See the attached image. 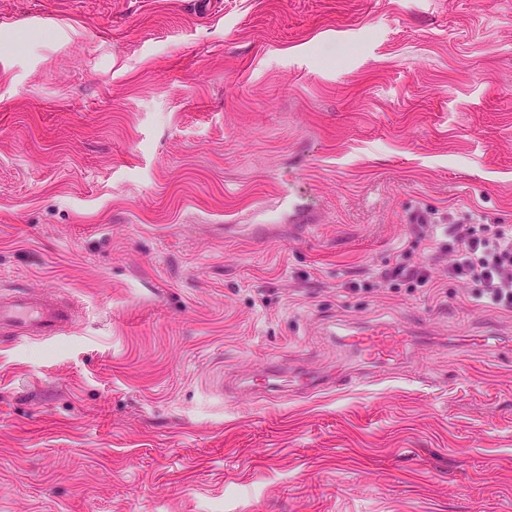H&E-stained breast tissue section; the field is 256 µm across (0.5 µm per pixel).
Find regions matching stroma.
<instances>
[{"label":"stroma","instance_id":"35a3bbf8","mask_svg":"<svg viewBox=\"0 0 512 512\" xmlns=\"http://www.w3.org/2000/svg\"><path fill=\"white\" fill-rule=\"evenodd\" d=\"M200 2L0 0V512H512V312L379 278L512 225V0ZM75 321L72 305L50 302L28 293L0 297V326L20 336H60ZM346 345L353 357L363 365L397 362L408 356L413 345L411 336H403L400 329H368L355 336H346Z\"/></svg>","mask_w":512,"mask_h":512}]
</instances>
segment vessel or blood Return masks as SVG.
Listing matches in <instances>:
<instances>
[{"instance_id":"obj_1","label":"vessel or blood","mask_w":512,"mask_h":512,"mask_svg":"<svg viewBox=\"0 0 512 512\" xmlns=\"http://www.w3.org/2000/svg\"><path fill=\"white\" fill-rule=\"evenodd\" d=\"M74 321L75 310L69 304L46 301L24 292L8 300L0 298V326L21 336H58ZM346 344L360 364L373 366L402 362L413 340L395 328L368 329L348 336Z\"/></svg>"}]
</instances>
